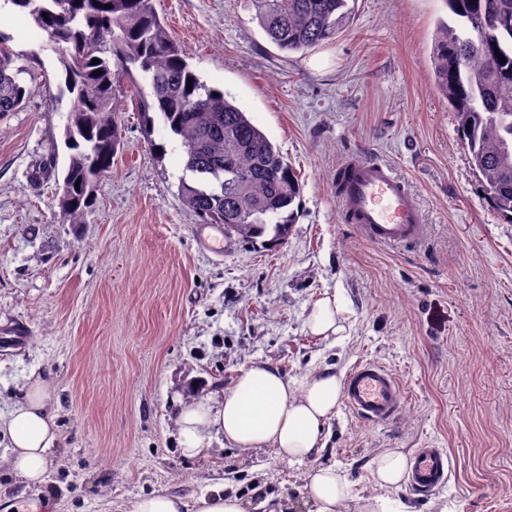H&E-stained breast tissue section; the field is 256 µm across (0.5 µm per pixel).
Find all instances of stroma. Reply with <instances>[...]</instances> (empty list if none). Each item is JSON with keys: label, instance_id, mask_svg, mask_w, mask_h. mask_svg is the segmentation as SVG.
<instances>
[{"label": "stroma", "instance_id": "obj_1", "mask_svg": "<svg viewBox=\"0 0 512 512\" xmlns=\"http://www.w3.org/2000/svg\"><path fill=\"white\" fill-rule=\"evenodd\" d=\"M348 6L336 39L286 56L247 0H155L201 81L246 112L302 183L284 244L228 236L220 253L201 247L199 220L177 196L179 139L159 120L144 132V81L119 102L121 146L94 206L81 223L64 219L44 169L50 156L68 159L57 56L30 18L0 9V36L32 89L0 117V332L29 329L22 347L0 342V410L43 375L59 414L40 488L48 512H133L152 492L192 499L220 482L245 512H265L269 496L310 512L307 468L218 439L186 456L177 411L197 388L221 396L254 362L299 380L365 360L396 374L405 402L387 424L341 405L325 428L321 458L351 483L347 512L379 495L380 452L426 447L448 452L449 480L391 498L413 512H512V224L485 202L434 83V38L449 14L442 0ZM354 153L417 193L422 246L382 247L345 222L334 179ZM326 292L344 306L341 344L305 327Z\"/></svg>", "mask_w": 512, "mask_h": 512}]
</instances>
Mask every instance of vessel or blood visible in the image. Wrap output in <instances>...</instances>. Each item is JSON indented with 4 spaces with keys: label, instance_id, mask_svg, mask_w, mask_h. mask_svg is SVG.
<instances>
[{
    "label": "vessel or blood",
    "instance_id": "1",
    "mask_svg": "<svg viewBox=\"0 0 512 512\" xmlns=\"http://www.w3.org/2000/svg\"><path fill=\"white\" fill-rule=\"evenodd\" d=\"M339 206L355 228L378 245L408 247L421 242L427 226L418 198L388 166L360 154L339 168ZM346 407L358 418L376 424L394 420L404 399L398 378L372 362L357 363L346 377ZM450 460L440 448H420L413 455L407 484L431 492L448 479Z\"/></svg>",
    "mask_w": 512,
    "mask_h": 512
}]
</instances>
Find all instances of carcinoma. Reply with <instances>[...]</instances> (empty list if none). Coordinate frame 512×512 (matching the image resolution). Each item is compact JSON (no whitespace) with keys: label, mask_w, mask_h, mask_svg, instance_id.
<instances>
[{"label":"carcinoma","mask_w":512,"mask_h":512,"mask_svg":"<svg viewBox=\"0 0 512 512\" xmlns=\"http://www.w3.org/2000/svg\"><path fill=\"white\" fill-rule=\"evenodd\" d=\"M45 33L71 96L64 130L68 163L58 204L72 223L94 200L120 146L122 76L147 81L140 102L146 128L153 114L180 138L185 168L182 204L224 235L249 242L272 229L284 240L302 185L269 137L224 92L200 81L167 31L154 0H10ZM260 27L288 55L336 38L350 22L347 0H250ZM464 33L440 23L434 80L457 119L485 200L512 221V0H443ZM110 8H104V5ZM505 60L498 59V56ZM100 63H93V59ZM12 50L0 38V115L19 109L31 89L11 71ZM192 83H187V79Z\"/></svg>","instance_id":"1"}]
</instances>
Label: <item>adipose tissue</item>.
<instances>
[{
  "instance_id": "ef3b65f1",
  "label": "adipose tissue",
  "mask_w": 512,
  "mask_h": 512,
  "mask_svg": "<svg viewBox=\"0 0 512 512\" xmlns=\"http://www.w3.org/2000/svg\"><path fill=\"white\" fill-rule=\"evenodd\" d=\"M342 312L339 297L324 293L309 309V332L344 342L349 334ZM342 392V375L329 366L296 383L269 363H252L220 399L205 394L180 410L177 421L184 453L198 455L205 438L213 434L238 448L273 449L288 466H309L307 489L313 512H344L345 503L352 498L351 485L336 464L319 461L321 435L336 413ZM57 436L52 397L43 377L30 375L19 402L0 412V438L11 448L6 466L26 488L42 484L47 455ZM409 466V457L402 450L379 453L373 461L372 477L383 493L366 498L361 512H410L408 505H393L387 495L388 490L399 488ZM133 512H244V507L238 496L218 486L211 495L191 502L156 492L139 499Z\"/></svg>"
}]
</instances>
